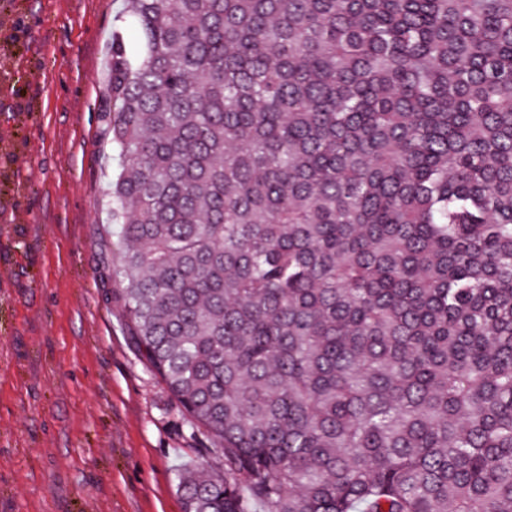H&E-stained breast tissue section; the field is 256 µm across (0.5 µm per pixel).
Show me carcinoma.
<instances>
[{
	"instance_id": "1",
	"label": "carcinoma",
	"mask_w": 512,
	"mask_h": 512,
	"mask_svg": "<svg viewBox=\"0 0 512 512\" xmlns=\"http://www.w3.org/2000/svg\"><path fill=\"white\" fill-rule=\"evenodd\" d=\"M125 329L184 512H512V0H124Z\"/></svg>"
}]
</instances>
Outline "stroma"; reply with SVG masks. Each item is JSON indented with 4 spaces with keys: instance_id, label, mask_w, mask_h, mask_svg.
Here are the masks:
<instances>
[{
    "instance_id": "35a3bbf8",
    "label": "stroma",
    "mask_w": 512,
    "mask_h": 512,
    "mask_svg": "<svg viewBox=\"0 0 512 512\" xmlns=\"http://www.w3.org/2000/svg\"><path fill=\"white\" fill-rule=\"evenodd\" d=\"M122 0H0V512H182L209 440L132 345L101 98Z\"/></svg>"
}]
</instances>
